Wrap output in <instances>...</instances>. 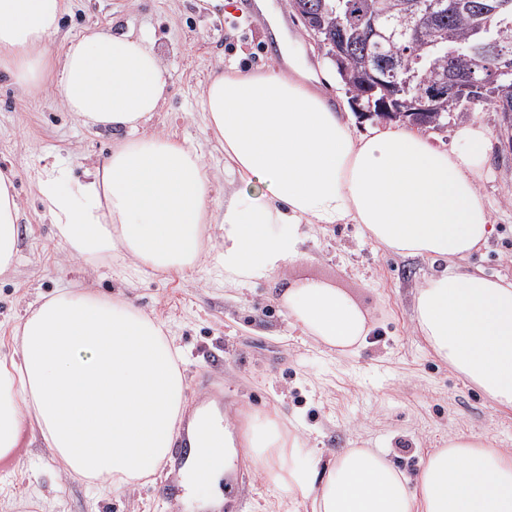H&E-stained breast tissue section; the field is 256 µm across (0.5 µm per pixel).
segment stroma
<instances>
[{"instance_id":"obj_1","label":"stroma","mask_w":512,"mask_h":512,"mask_svg":"<svg viewBox=\"0 0 512 512\" xmlns=\"http://www.w3.org/2000/svg\"><path fill=\"white\" fill-rule=\"evenodd\" d=\"M115 27L149 34L169 74L166 105L147 132H167L202 153L214 180L212 208L224 206V152L216 146L203 113L202 92L216 65L238 64L262 73L281 66L268 54L273 36L254 0H241L235 14H214L201 0H68L60 32L50 47L59 58L69 40ZM502 113L484 103L453 112L431 128L434 144L455 147L456 127L485 124L491 139L480 193L493 207L495 226L485 245L464 267L512 277V144ZM117 138L84 126L65 112L54 93L30 98L0 71V172H13L22 210L18 253L0 274V353L13 348L12 328L30 303L67 288L87 287L127 299L155 318L182 347L186 396L201 407L196 386L211 374L223 409L246 404L271 407L293 423L309 448L330 457L347 448L386 454L416 477L426 456L465 435L495 448H512V411L489 398L438 360L412 324L413 292L430 266L419 259L384 253L359 225H317L308 230L305 262L287 272L267 271L239 284L216 281L209 268L148 275L135 283L108 264L93 268L67 259L33 177L58 170L69 183L108 156ZM307 275L353 295L374 319L357 352L342 356L294 327L275 301L286 278ZM222 364H212V356ZM169 467L133 486L99 494L86 481L60 474L43 442L24 428L17 448L0 458V512H188L187 501L160 497ZM232 512H310L303 503L280 500L250 466L240 467Z\"/></svg>"}]
</instances>
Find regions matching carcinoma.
I'll use <instances>...</instances> for the list:
<instances>
[{"label":"carcinoma","mask_w":512,"mask_h":512,"mask_svg":"<svg viewBox=\"0 0 512 512\" xmlns=\"http://www.w3.org/2000/svg\"><path fill=\"white\" fill-rule=\"evenodd\" d=\"M298 15L303 25L324 42L341 29L350 46L337 72L353 95L364 103L384 96V85L369 81V74L386 68L398 80L410 79L409 93L419 85L455 71L472 74L476 89L462 97L448 89L444 97L415 120L437 126L452 112H467L486 101L504 110L503 97L512 98V70L506 60L482 49L486 27L495 30L500 45L512 50V0L509 7L488 15L480 8L483 0H300ZM421 30L423 40L408 41L407 22Z\"/></svg>","instance_id":"cac0c4a2"}]
</instances>
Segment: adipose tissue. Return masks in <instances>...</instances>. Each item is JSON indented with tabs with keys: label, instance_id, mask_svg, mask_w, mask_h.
<instances>
[{
	"label": "adipose tissue",
	"instance_id": "1",
	"mask_svg": "<svg viewBox=\"0 0 512 512\" xmlns=\"http://www.w3.org/2000/svg\"><path fill=\"white\" fill-rule=\"evenodd\" d=\"M66 0H0V70L31 97L54 87L90 127L121 133L83 180L55 169L35 177L66 254L96 264L116 258L139 275L205 266L211 175L173 135L143 133L164 105L168 74L147 38L94 31L69 42L61 65L46 49ZM261 74L217 69L202 104L238 192L224 201L225 282L302 263L304 224H359L387 252L436 270L414 295L415 327L434 354L500 409L512 410V280L461 271L458 262L492 232L493 212L475 183L490 133L470 122L464 148L435 147L418 128L370 125L356 133L347 101L332 103L340 77L284 54ZM20 204L0 173V273L14 264ZM277 301L289 322L340 355L373 328L369 313L329 283L297 278ZM0 356V457L23 427L37 432L65 475L109 492L157 474L187 407L181 354L155 319L121 298L69 289L29 306ZM193 453L222 463L196 476L202 506L222 503V482L253 465L311 512H512V450L450 438L415 480L385 454L348 448L321 464L277 410H248L234 425L200 409Z\"/></svg>",
	"mask_w": 512,
	"mask_h": 512
}]
</instances>
